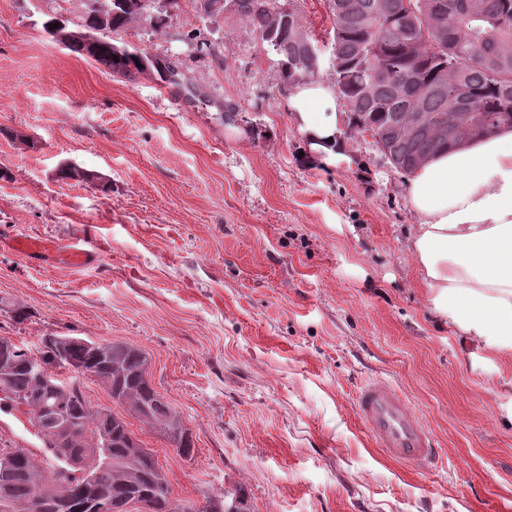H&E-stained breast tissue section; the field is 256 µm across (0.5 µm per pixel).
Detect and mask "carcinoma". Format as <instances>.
Returning a JSON list of instances; mask_svg holds the SVG:
<instances>
[{"mask_svg":"<svg viewBox=\"0 0 512 512\" xmlns=\"http://www.w3.org/2000/svg\"><path fill=\"white\" fill-rule=\"evenodd\" d=\"M53 4L42 27L53 24L82 28L95 35L93 43L77 42L70 51L86 54L112 73L132 80L153 67L152 55L129 50L112 42L110 33L133 21L147 23L156 31L170 27L168 11L145 12L139 0L128 8L101 13L100 0H82L78 18L65 16L62 0ZM226 0H195L196 8L212 21L224 14ZM333 18L332 48L338 67L334 86L346 107V126L367 133L375 146L398 172L408 174L437 151L469 140L484 138L504 126H512V0H327ZM235 12L248 22L261 40L279 56L283 87L288 93L314 82L311 70L312 35H302L305 26L290 0H232ZM373 56L384 58L388 79L376 82L368 72ZM466 114L465 124L448 126L452 111ZM60 335L41 340L37 352L16 347L8 377H0L5 400L27 408L42 446L62 448L55 437L56 417L63 413L84 435V451L93 463V487L110 492L115 504L137 495L154 501L163 512L170 494L167 477L149 450L129 451L127 422L112 415L110 440L99 412L85 392L61 396L54 387L40 383L27 364L37 357L50 370L84 368L110 381L112 404L129 408L128 414L152 427L189 456L192 442L175 408L148 380L146 356L124 341L108 342L101 356L79 338L65 345ZM10 464L0 466V486L11 496L0 499V512H19L31 498L65 503L66 512H85L84 479H60L45 457L16 446L0 447V457ZM247 504L239 490L219 498L204 497L210 512H220L228 498Z\"/></svg>","mask_w":512,"mask_h":512,"instance_id":"carcinoma-1","label":"carcinoma"}]
</instances>
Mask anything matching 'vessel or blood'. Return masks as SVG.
Wrapping results in <instances>:
<instances>
[{
    "instance_id": "vessel-or-blood-1",
    "label": "vessel or blood",
    "mask_w": 512,
    "mask_h": 512,
    "mask_svg": "<svg viewBox=\"0 0 512 512\" xmlns=\"http://www.w3.org/2000/svg\"><path fill=\"white\" fill-rule=\"evenodd\" d=\"M4 241L20 256L76 269L91 267L98 258L96 251L79 245L60 249L49 237L8 235ZM356 410L371 439L389 458L415 470L436 460L438 450L432 433L393 380L376 377L365 382L356 395Z\"/></svg>"
}]
</instances>
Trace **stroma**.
I'll return each mask as SVG.
<instances>
[{"label": "stroma", "instance_id": "obj_1", "mask_svg": "<svg viewBox=\"0 0 512 512\" xmlns=\"http://www.w3.org/2000/svg\"><path fill=\"white\" fill-rule=\"evenodd\" d=\"M46 5L0 0V228L90 238L100 265L0 249V338L142 350L192 458L128 423L176 500L242 487L251 512H512V360L471 353L430 312L407 251L406 177L372 138H346L349 162L306 163L277 56L234 13L207 25L180 0L166 31L113 33L178 65L173 86L61 48L42 28ZM292 6L332 86L328 6ZM194 33L220 62L193 56ZM66 163L108 190L61 178ZM376 375L432 430L433 468L387 459L364 432L354 400Z\"/></svg>", "mask_w": 512, "mask_h": 512}]
</instances>
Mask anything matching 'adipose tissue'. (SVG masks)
<instances>
[{
  "label": "adipose tissue",
  "mask_w": 512,
  "mask_h": 512,
  "mask_svg": "<svg viewBox=\"0 0 512 512\" xmlns=\"http://www.w3.org/2000/svg\"><path fill=\"white\" fill-rule=\"evenodd\" d=\"M328 106L319 83L290 97L310 148L305 162L346 158ZM407 193L417 215L408 251L429 308L465 346L512 357V129L439 151L410 175Z\"/></svg>",
  "instance_id": "ef3b65f1"
}]
</instances>
